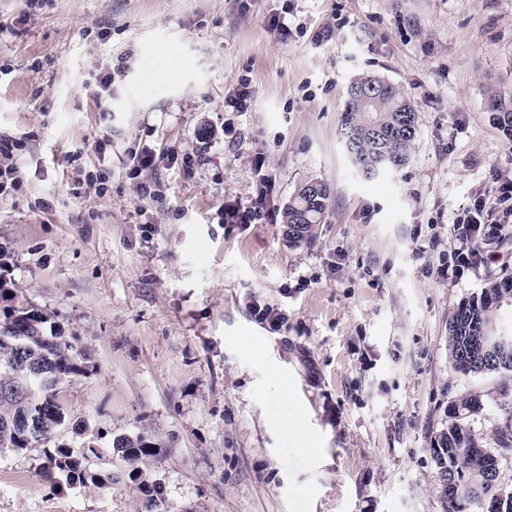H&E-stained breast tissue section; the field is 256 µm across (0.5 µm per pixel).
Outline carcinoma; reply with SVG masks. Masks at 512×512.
I'll return each instance as SVG.
<instances>
[{"instance_id":"cac0c4a2","label":"carcinoma","mask_w":512,"mask_h":512,"mask_svg":"<svg viewBox=\"0 0 512 512\" xmlns=\"http://www.w3.org/2000/svg\"><path fill=\"white\" fill-rule=\"evenodd\" d=\"M503 132L512 138V95H489ZM416 114L411 99L393 83L376 76L358 75L347 87L340 137L351 147V163L367 180L396 171L410 160L416 138ZM330 189L324 182L308 191L299 183L282 208L280 221L292 243L307 241L321 223ZM503 295L512 300V276L487 281L479 296L462 304L448 321L452 367L462 374H494L501 379L500 410L504 425L493 432L492 442L467 430L464 420L482 410L480 397L470 394L448 406V424L435 437L433 460L442 475L470 483L475 492L466 512H482L483 498L500 490L498 456L512 453V336L494 337ZM82 353L50 324V315L19 300L15 289L0 280V453L20 452L45 444L65 423L60 384L81 371ZM113 452L133 465L127 477L138 482L146 512H154L162 486L148 481L135 464L156 448L141 436L113 440ZM43 476L56 486L99 485L120 479L90 470L66 446L47 453Z\"/></svg>"}]
</instances>
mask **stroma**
Segmentation results:
<instances>
[{"mask_svg": "<svg viewBox=\"0 0 512 512\" xmlns=\"http://www.w3.org/2000/svg\"><path fill=\"white\" fill-rule=\"evenodd\" d=\"M0 23V277L86 355L53 444L119 475L59 487L45 446L2 453L0 512H144L110 451L137 435L155 512H446L449 403L504 423L448 320L512 271V138L487 108L512 92V0H0ZM362 73L417 113L410 162L371 181L339 136ZM309 179L328 209L293 245L280 211ZM481 205L487 258L438 275Z\"/></svg>", "mask_w": 512, "mask_h": 512, "instance_id": "stroma-1", "label": "stroma"}]
</instances>
